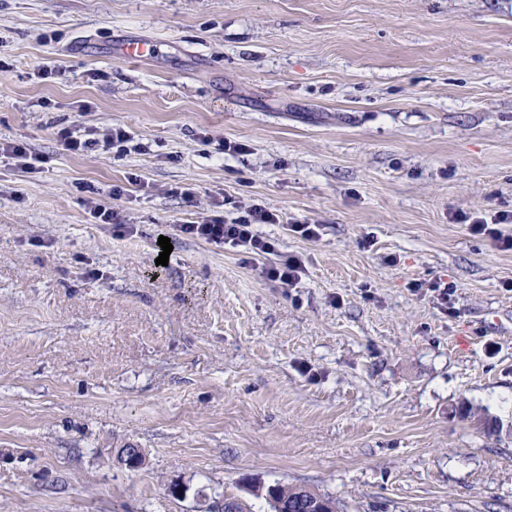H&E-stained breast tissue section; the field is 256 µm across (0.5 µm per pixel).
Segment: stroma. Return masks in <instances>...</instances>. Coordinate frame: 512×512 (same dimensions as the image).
Wrapping results in <instances>:
<instances>
[{"label": "stroma", "mask_w": 512, "mask_h": 512, "mask_svg": "<svg viewBox=\"0 0 512 512\" xmlns=\"http://www.w3.org/2000/svg\"><path fill=\"white\" fill-rule=\"evenodd\" d=\"M77 124L146 149L67 153ZM16 139L45 164L0 161V512H512V251L453 219L512 213V0H0ZM115 186L135 237L89 214ZM217 200L282 216L297 288L192 239L157 264ZM273 489V494L279 500L286 499V502H278L276 503L269 493L266 490L265 498H267L270 502L276 503L278 510L281 512H290L288 511V504L291 506V511L294 512H314L319 511L318 509H323L324 504H326V509L329 511L335 510L336 512V502L329 496L325 494H321L316 492L314 489L308 488L309 492L307 493V498L303 501L300 500L295 494L297 493L296 485L289 484H281L275 483ZM311 504L314 505L311 507Z\"/></svg>", "instance_id": "1"}]
</instances>
